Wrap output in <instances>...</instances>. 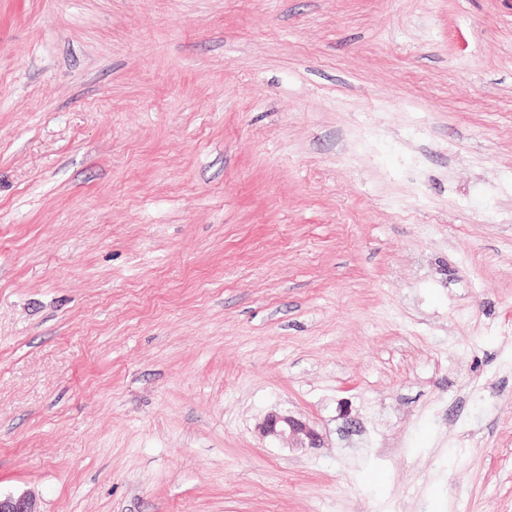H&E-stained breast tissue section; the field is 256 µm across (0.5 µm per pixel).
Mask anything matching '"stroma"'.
<instances>
[{"mask_svg": "<svg viewBox=\"0 0 512 512\" xmlns=\"http://www.w3.org/2000/svg\"><path fill=\"white\" fill-rule=\"evenodd\" d=\"M20 495L512 512V0H0ZM260 430L265 436H283L288 434L289 441H296L300 445L307 444L308 448H315L320 443L318 435L314 430L291 415L271 414L264 420Z\"/></svg>", "mask_w": 512, "mask_h": 512, "instance_id": "35a3bbf8", "label": "stroma"}]
</instances>
